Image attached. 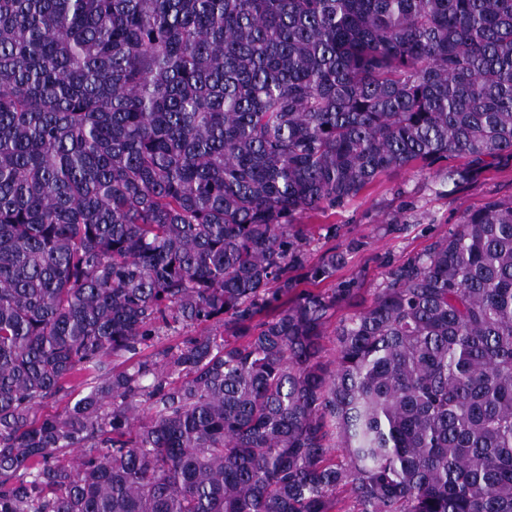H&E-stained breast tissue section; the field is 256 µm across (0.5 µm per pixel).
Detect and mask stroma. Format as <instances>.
I'll use <instances>...</instances> for the list:
<instances>
[{
  "label": "stroma",
  "mask_w": 512,
  "mask_h": 512,
  "mask_svg": "<svg viewBox=\"0 0 512 512\" xmlns=\"http://www.w3.org/2000/svg\"><path fill=\"white\" fill-rule=\"evenodd\" d=\"M441 180L438 165L423 174L402 170L380 177L335 213L307 217L311 259L332 249L345 258L330 287L351 285L357 302H369L390 266L425 252L464 211L511 198L512 161L483 169L451 193Z\"/></svg>",
  "instance_id": "1"
}]
</instances>
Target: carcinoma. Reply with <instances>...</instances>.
<instances>
[{
    "label": "carcinoma",
    "instance_id": "obj_1",
    "mask_svg": "<svg viewBox=\"0 0 512 512\" xmlns=\"http://www.w3.org/2000/svg\"><path fill=\"white\" fill-rule=\"evenodd\" d=\"M450 158L512 0H0V512H512V198L331 330L298 222Z\"/></svg>",
    "mask_w": 512,
    "mask_h": 512
}]
</instances>
